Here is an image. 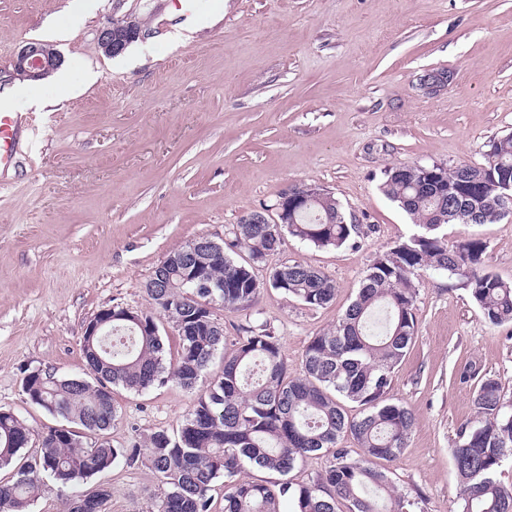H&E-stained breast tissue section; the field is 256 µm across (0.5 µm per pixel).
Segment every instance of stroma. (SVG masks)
<instances>
[{"mask_svg":"<svg viewBox=\"0 0 512 512\" xmlns=\"http://www.w3.org/2000/svg\"><path fill=\"white\" fill-rule=\"evenodd\" d=\"M221 21L177 40L193 8L170 0H0V86L14 83L23 42L52 44L71 89L39 81L53 107L24 110L19 161L0 179V410L34 432L58 418L28 401L24 369L85 370L86 324L115 306L150 310L145 284L166 254L208 236L231 240L248 212L273 209L307 185L331 193L358 224L351 245L318 249L285 237L271 264L301 261L336 284L311 309L268 288L244 312H219L224 349L246 326L280 342L288 372L317 333L336 325L376 255L415 230L380 189L391 165L484 163L512 134V0H219ZM67 19L65 30L50 27ZM140 22L144 37L120 55L96 44L110 20ZM453 71L444 91L419 84ZM487 244L488 269L512 281V216L447 227ZM417 335L390 388L415 426L398 460L378 461L425 512H457L451 450L486 374L512 405V325L486 321L464 288L422 271ZM117 417L101 441L128 448L176 431L198 394L175 383L114 394ZM112 489L104 512H147L158 493L145 467L114 464L73 490L44 479L31 512H64L68 494Z\"/></svg>","mask_w":512,"mask_h":512,"instance_id":"1","label":"stroma"}]
</instances>
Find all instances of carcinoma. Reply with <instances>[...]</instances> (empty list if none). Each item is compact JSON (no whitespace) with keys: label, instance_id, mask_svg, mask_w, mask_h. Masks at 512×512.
Segmentation results:
<instances>
[{"label":"carcinoma","instance_id":"1","mask_svg":"<svg viewBox=\"0 0 512 512\" xmlns=\"http://www.w3.org/2000/svg\"><path fill=\"white\" fill-rule=\"evenodd\" d=\"M507 179L512 180V134L493 141L480 165L387 168L380 189L417 232L376 255L336 327L309 341L303 374L288 376L276 336L247 327L224 355L221 374L204 386L202 377L224 345L216 308L248 310L266 288L311 308L335 299V282L304 262H282L266 280L257 278L255 267L280 250L284 235L318 248H341L358 228L328 192L289 210L286 224L240 219L231 247L246 259L200 255L210 277L224 287L200 288L190 296L181 270L172 265L160 287L146 289L153 308L177 333L175 363H165L164 336L152 313L116 306L100 335L82 338L87 377L63 378L42 368L37 378L23 371L29 401L70 426L37 435L36 453L26 456L23 450L34 436L30 428L0 413V469L15 471L12 482H0V512H30L45 476L65 488L119 460L146 467L159 480L161 492L150 512H211L220 479L224 512H280L284 498L292 501V512H337L341 502L348 512H416L419 501L399 492L375 466L400 456L415 425L413 413L389 398L388 390L416 336V279L428 268L443 270L460 281L490 324H512V282L487 271L486 242L475 235L450 242L441 234L447 224L499 220L495 184ZM170 381L199 391L176 434L158 430L130 448L91 441L117 417L113 388L139 393ZM345 401L361 407L359 417L345 413ZM472 406L475 421L461 427L452 449L459 512H512V483L497 478L502 466L512 464V412L505 410L498 377H481ZM347 434L364 449V458L340 446ZM312 456L327 459L324 472L294 484L290 473ZM246 471L251 475L242 476ZM111 496L109 486L99 485L92 497L69 500L65 512H103L99 505Z\"/></svg>","mask_w":512,"mask_h":512}]
</instances>
